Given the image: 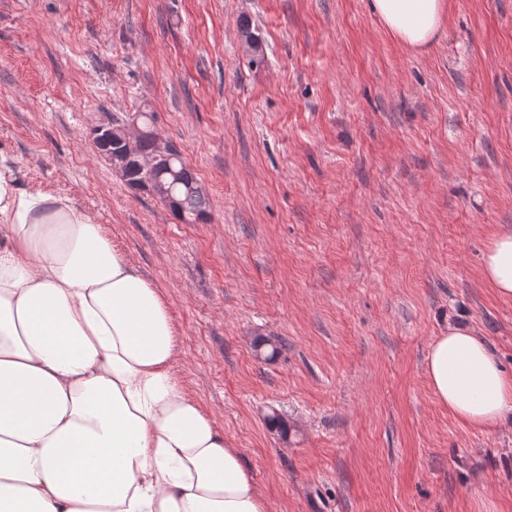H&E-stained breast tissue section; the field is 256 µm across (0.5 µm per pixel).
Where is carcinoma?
Returning <instances> with one entry per match:
<instances>
[{
  "instance_id": "carcinoma-1",
  "label": "carcinoma",
  "mask_w": 512,
  "mask_h": 512,
  "mask_svg": "<svg viewBox=\"0 0 512 512\" xmlns=\"http://www.w3.org/2000/svg\"><path fill=\"white\" fill-rule=\"evenodd\" d=\"M241 30L250 44L255 55L254 62L264 60L258 35L251 31L249 21L241 23ZM126 184L135 188L139 182H161L170 187L176 202L170 206L171 212L185 224L206 223L210 220L209 199L205 192L199 189V179L194 171L184 161L182 154L177 152L169 157L156 160L150 169L129 166L126 174Z\"/></svg>"
}]
</instances>
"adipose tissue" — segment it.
<instances>
[{
	"instance_id": "ef3b65f1",
	"label": "adipose tissue",
	"mask_w": 512,
	"mask_h": 512,
	"mask_svg": "<svg viewBox=\"0 0 512 512\" xmlns=\"http://www.w3.org/2000/svg\"><path fill=\"white\" fill-rule=\"evenodd\" d=\"M428 50L448 0H371ZM481 273L512 299V231ZM168 299L68 198L19 187L0 156V512H270L239 449L174 371ZM433 394L483 430L512 417V375L452 325L426 360Z\"/></svg>"
}]
</instances>
